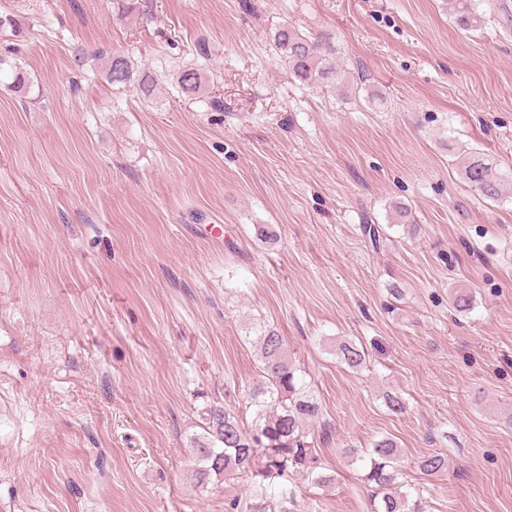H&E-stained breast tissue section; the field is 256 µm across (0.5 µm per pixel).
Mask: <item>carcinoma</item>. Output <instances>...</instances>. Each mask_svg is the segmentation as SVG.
I'll use <instances>...</instances> for the list:
<instances>
[{
	"label": "carcinoma",
	"mask_w": 512,
	"mask_h": 512,
	"mask_svg": "<svg viewBox=\"0 0 512 512\" xmlns=\"http://www.w3.org/2000/svg\"><path fill=\"white\" fill-rule=\"evenodd\" d=\"M456 23L462 29L476 28L480 19L471 0H454ZM278 60L300 84L314 90L346 92V71L336 62V45L330 39L313 36L292 24H284L274 34ZM106 79L114 86L139 87L147 98L154 93L153 78L134 68L124 55L105 57ZM0 74L11 79L10 87L24 93L30 79L15 63L0 56ZM180 91L197 95L206 88L203 74L185 69L176 76ZM467 183L480 196L493 202L504 198L512 185V173L497 169L480 152L471 151L460 163ZM453 308L468 313L474 308V296L468 288H456L451 295ZM261 355L264 381L250 390L254 408L251 425L244 426L235 414L222 405L204 411V433L191 438V450L201 468V481L229 475L281 477L298 474L315 486H328L335 477L322 472L320 447L333 437L331 425L323 420L322 405L305 380V371L288 355L283 338L273 330H264L254 338ZM336 354L350 369H360L366 357L352 342H343ZM352 463H360L362 480L379 497L374 512H425L420 487L409 483L397 466L398 443L384 436L370 449L357 451L346 446ZM418 467L425 476L448 470V457L429 453L419 458Z\"/></svg>",
	"instance_id": "cac0c4a2"
}]
</instances>
